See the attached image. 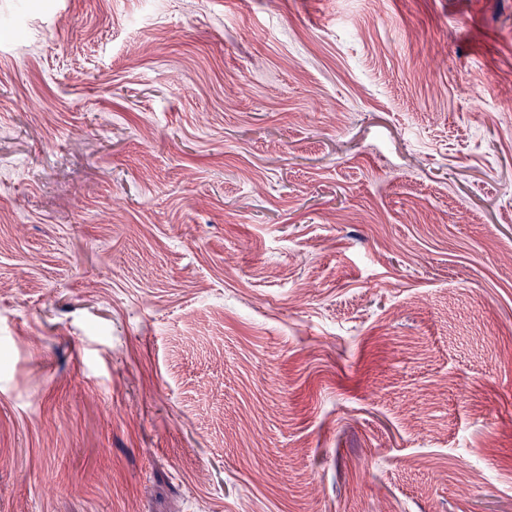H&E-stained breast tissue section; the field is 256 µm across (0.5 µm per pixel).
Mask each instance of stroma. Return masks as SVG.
Instances as JSON below:
<instances>
[{
  "label": "stroma",
  "instance_id": "35a3bbf8",
  "mask_svg": "<svg viewBox=\"0 0 512 512\" xmlns=\"http://www.w3.org/2000/svg\"><path fill=\"white\" fill-rule=\"evenodd\" d=\"M0 512H512V0H0Z\"/></svg>",
  "mask_w": 512,
  "mask_h": 512
}]
</instances>
